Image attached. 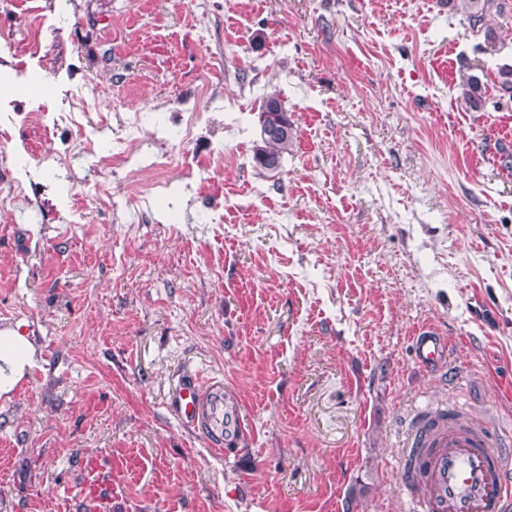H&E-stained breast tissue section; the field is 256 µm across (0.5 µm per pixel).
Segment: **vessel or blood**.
<instances>
[{"instance_id": "b4317fda", "label": "vessel or blood", "mask_w": 512, "mask_h": 512, "mask_svg": "<svg viewBox=\"0 0 512 512\" xmlns=\"http://www.w3.org/2000/svg\"><path fill=\"white\" fill-rule=\"evenodd\" d=\"M412 343L422 366L446 364L448 346L434 329L418 330ZM170 406L217 447L243 430L240 401L219 381L178 379ZM401 474L409 512H512V460L499 433L456 409L426 408L410 416L402 432Z\"/></svg>"}]
</instances>
